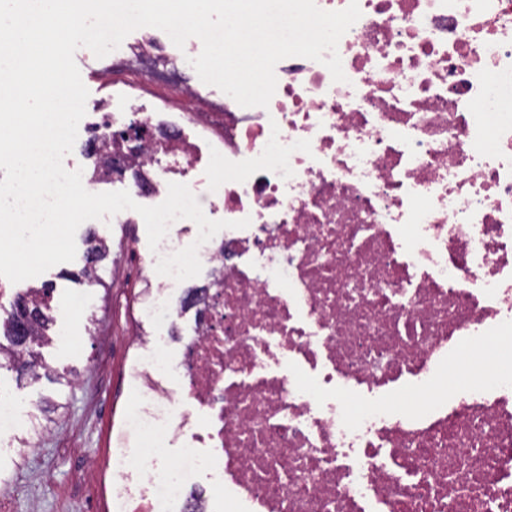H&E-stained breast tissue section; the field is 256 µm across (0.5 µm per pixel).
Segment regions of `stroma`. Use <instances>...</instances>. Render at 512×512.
<instances>
[{
	"instance_id": "obj_1",
	"label": "stroma",
	"mask_w": 512,
	"mask_h": 512,
	"mask_svg": "<svg viewBox=\"0 0 512 512\" xmlns=\"http://www.w3.org/2000/svg\"><path fill=\"white\" fill-rule=\"evenodd\" d=\"M74 60L89 91L87 111L115 104L129 112L142 105L126 87L106 80L109 58L81 48ZM91 232L110 247L96 285L76 279ZM75 242L74 261L52 267L31 285L52 288L56 325L78 337V344L40 348L39 360L52 372L48 379H21L10 367H0V390L16 397L20 413H33L43 426L38 434L24 428L0 434V512L124 510L116 496L124 455L119 436L134 397L129 369L136 359L127 337L153 325L141 308L136 274L137 254L150 248L144 221L132 210L104 224L80 225Z\"/></svg>"
}]
</instances>
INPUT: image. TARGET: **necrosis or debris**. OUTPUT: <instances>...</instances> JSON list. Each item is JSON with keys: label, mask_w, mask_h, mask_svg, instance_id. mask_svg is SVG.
I'll return each instance as SVG.
<instances>
[{"label": "necrosis or debris", "mask_w": 512, "mask_h": 512, "mask_svg": "<svg viewBox=\"0 0 512 512\" xmlns=\"http://www.w3.org/2000/svg\"><path fill=\"white\" fill-rule=\"evenodd\" d=\"M358 4L345 81L288 57L265 108L78 126L92 158L113 129L153 192L186 184L232 223L198 249L181 354L135 339L134 512H512V367L492 361L512 335V0ZM112 70L144 93L177 67L147 37ZM184 226L145 262L143 308L171 329L187 286L155 265ZM459 352L487 365L445 386Z\"/></svg>", "instance_id": "1"}]
</instances>
